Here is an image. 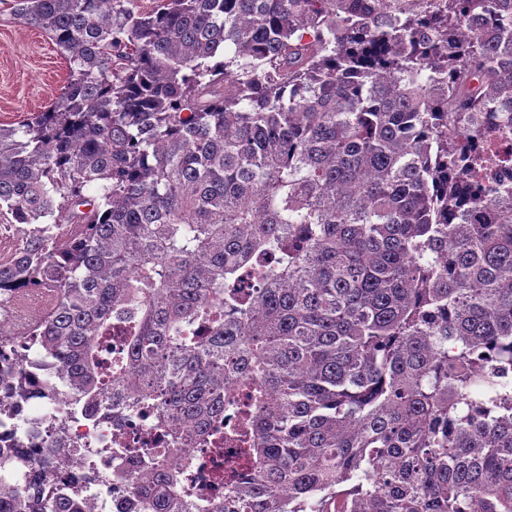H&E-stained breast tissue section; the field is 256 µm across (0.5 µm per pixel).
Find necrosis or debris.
<instances>
[{
    "label": "necrosis or debris",
    "instance_id": "obj_1",
    "mask_svg": "<svg viewBox=\"0 0 512 512\" xmlns=\"http://www.w3.org/2000/svg\"><path fill=\"white\" fill-rule=\"evenodd\" d=\"M67 397L38 399L25 404L21 418L0 420V439L12 442L24 436L35 452H43L51 431L61 430L76 455L61 475L49 483L51 496L61 494L79 499L83 512H131L132 498L126 484L112 475V458L105 448L112 445V428L105 422L71 412Z\"/></svg>",
    "mask_w": 512,
    "mask_h": 512
}]
</instances>
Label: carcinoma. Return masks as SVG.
<instances>
[{"label": "carcinoma", "mask_w": 512, "mask_h": 512, "mask_svg": "<svg viewBox=\"0 0 512 512\" xmlns=\"http://www.w3.org/2000/svg\"><path fill=\"white\" fill-rule=\"evenodd\" d=\"M1 11L68 77L0 128V311L54 297L0 334V415L112 419L143 512H512V0ZM197 447L235 449L221 500ZM68 459L0 512H82L42 496ZM9 219L0 215V259H7L23 244V232L18 224L8 223Z\"/></svg>", "instance_id": "cac0c4a2"}]
</instances>
